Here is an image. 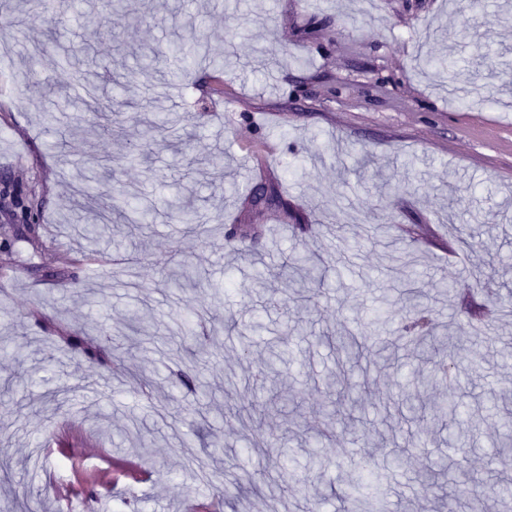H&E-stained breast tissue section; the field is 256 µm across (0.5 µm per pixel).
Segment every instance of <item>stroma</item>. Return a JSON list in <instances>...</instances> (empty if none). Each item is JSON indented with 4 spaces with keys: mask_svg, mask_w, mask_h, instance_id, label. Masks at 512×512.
I'll return each instance as SVG.
<instances>
[{
    "mask_svg": "<svg viewBox=\"0 0 512 512\" xmlns=\"http://www.w3.org/2000/svg\"><path fill=\"white\" fill-rule=\"evenodd\" d=\"M176 0H129L127 12L90 0L80 27L32 23L44 48L12 40L0 70V176L32 186L43 204L38 241L19 231L0 250V334L19 349L0 355V512H340L345 496H362L384 512H445L439 499L414 482L429 467L464 465L475 490L504 480L493 450L500 423L512 415V316L470 318L463 296L472 277L500 258L495 279L512 288V0H484L468 10L462 0H246L240 9L208 0L174 11ZM154 16L151 24L142 15ZM204 36L225 71L199 65L177 87L147 86L137 59L146 48L181 37ZM87 45L101 83L119 81L135 111L169 110L181 150L143 147L131 128L86 140L67 125L44 121L50 87L71 88ZM448 55L457 73L447 80L423 73L419 56ZM109 159L113 186L140 188L157 201L182 186L212 181L196 205L202 221L222 226L204 238L158 213L130 245L93 251L71 224L83 206L73 191L75 167ZM277 188L282 203L255 208L251 197ZM390 225H382V215ZM306 225L292 235L293 225ZM487 250L465 247L469 230ZM401 242V260L421 270L432 309L429 332L468 337L456 349L460 375L453 392L476 409L488 388L508 394L486 411L482 432L462 449L430 420L399 424L387 401L398 385L426 376L412 334L400 331L402 276L389 255ZM325 258L329 285L302 336L285 332L266 299L287 280L276 264L293 249ZM200 269V288L170 287L172 252ZM80 258L78 278L54 279L62 260ZM266 276L256 284V260ZM457 291L443 292L441 282ZM142 308L152 338L120 357L119 367L77 355L69 335L87 344L100 338L89 315ZM205 318L211 354L200 370L224 412L207 422L195 397L175 384L182 358L177 330L188 313ZM379 319L394 341L395 361L363 354L369 371L355 423L338 424L315 445L329 399L325 377L334 370L321 344L365 321ZM261 316L250 352L226 338L224 324ZM290 352L277 395L285 409L261 421L238 416L249 397L241 383L255 371L270 340ZM150 447L131 456V428ZM284 437L270 451V483L258 472L251 432ZM406 437L411 453L394 466L388 450ZM315 474L323 495L312 506L303 487Z\"/></svg>",
    "mask_w": 512,
    "mask_h": 512,
    "instance_id": "stroma-1",
    "label": "stroma"
}]
</instances>
